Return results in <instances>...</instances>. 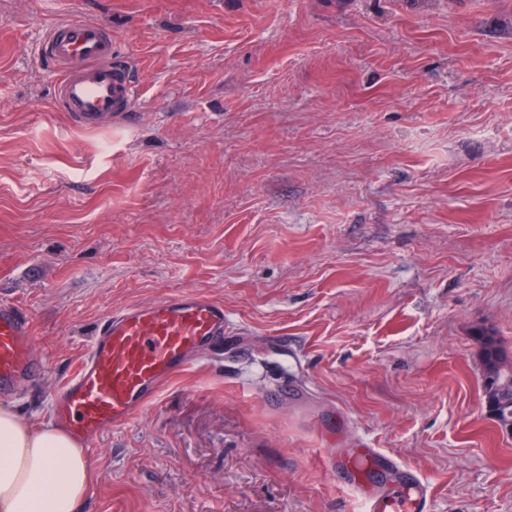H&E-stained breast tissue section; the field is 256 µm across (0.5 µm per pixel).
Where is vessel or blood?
Listing matches in <instances>:
<instances>
[{
	"label": "vessel or blood",
	"mask_w": 512,
	"mask_h": 512,
	"mask_svg": "<svg viewBox=\"0 0 512 512\" xmlns=\"http://www.w3.org/2000/svg\"><path fill=\"white\" fill-rule=\"evenodd\" d=\"M42 54L58 74L55 105L74 128L99 131L130 123L136 82L116 53L108 26L60 20L48 30ZM227 327L223 303L192 291L113 310L61 386L53 404L55 421L91 445L156 401L166 380L201 362L223 342ZM45 366L34 348L31 314L1 298L0 399L14 398ZM326 466L346 477L365 512H429L426 481L380 449L365 444L339 448ZM379 468L391 475L383 486L369 480Z\"/></svg>",
	"instance_id": "b4317fda"
}]
</instances>
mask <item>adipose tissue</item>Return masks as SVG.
<instances>
[{
	"label": "adipose tissue",
	"mask_w": 512,
	"mask_h": 512,
	"mask_svg": "<svg viewBox=\"0 0 512 512\" xmlns=\"http://www.w3.org/2000/svg\"><path fill=\"white\" fill-rule=\"evenodd\" d=\"M93 474L66 430L31 427L0 406V512H79Z\"/></svg>",
	"instance_id": "adipose-tissue-1"
}]
</instances>
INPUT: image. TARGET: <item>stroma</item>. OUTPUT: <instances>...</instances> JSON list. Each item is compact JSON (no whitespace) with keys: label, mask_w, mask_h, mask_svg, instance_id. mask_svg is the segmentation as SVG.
Wrapping results in <instances>:
<instances>
[{"label":"stroma","mask_w":512,"mask_h":512,"mask_svg":"<svg viewBox=\"0 0 512 512\" xmlns=\"http://www.w3.org/2000/svg\"><path fill=\"white\" fill-rule=\"evenodd\" d=\"M70 16L135 123L54 109ZM181 290L231 328L96 440L82 512H363L324 463L362 442L512 512L476 341L512 353V0H0V298L49 358L11 407L51 422L107 314Z\"/></svg>","instance_id":"stroma-1"}]
</instances>
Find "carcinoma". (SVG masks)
Instances as JSON below:
<instances>
[{"instance_id":"obj_1","label":"carcinoma","mask_w":512,"mask_h":512,"mask_svg":"<svg viewBox=\"0 0 512 512\" xmlns=\"http://www.w3.org/2000/svg\"><path fill=\"white\" fill-rule=\"evenodd\" d=\"M483 369V398L494 408L492 419L499 425H512V356L492 334L477 336Z\"/></svg>"}]
</instances>
